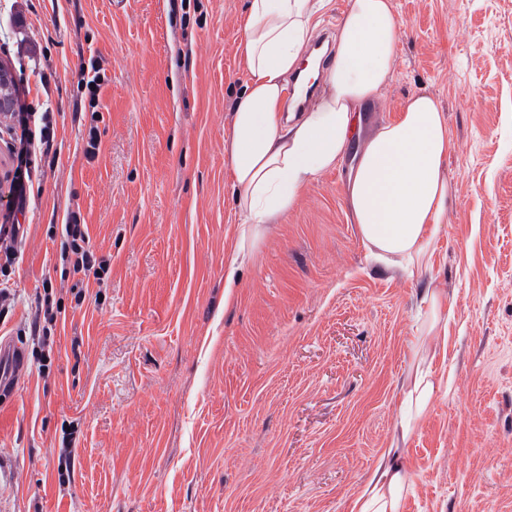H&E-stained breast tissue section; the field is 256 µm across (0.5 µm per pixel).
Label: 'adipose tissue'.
Segmentation results:
<instances>
[{
  "instance_id": "ef3b65f1",
  "label": "adipose tissue",
  "mask_w": 512,
  "mask_h": 512,
  "mask_svg": "<svg viewBox=\"0 0 512 512\" xmlns=\"http://www.w3.org/2000/svg\"><path fill=\"white\" fill-rule=\"evenodd\" d=\"M324 0H248L236 53L250 79L235 99L224 157L241 224L233 261L279 223L324 172L351 162L344 185L362 243L386 269L426 266L448 212L449 130L438 100L412 96L398 116L362 134L363 108L393 76L400 21L392 0H349L329 66L313 71L320 95L308 111L284 114L287 76L305 65ZM358 152L350 147L356 137ZM414 361L402 385L399 436L381 449L352 512H402L411 485L403 442L441 393L432 368L452 306L445 289L418 293Z\"/></svg>"
}]
</instances>
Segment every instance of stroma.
<instances>
[{
    "instance_id": "1",
    "label": "stroma",
    "mask_w": 512,
    "mask_h": 512,
    "mask_svg": "<svg viewBox=\"0 0 512 512\" xmlns=\"http://www.w3.org/2000/svg\"><path fill=\"white\" fill-rule=\"evenodd\" d=\"M245 3L0 0V63L51 112L53 144L18 216L28 235L0 336L21 340L38 298L71 306L68 204L112 267L53 345L22 340L33 367L0 404V512H350L398 433L431 281L454 299L434 363L447 390L405 443L402 512H512V0H393L396 66L364 114L394 119L426 92L451 132L448 215L411 274L368 256L345 166L231 269L224 140L249 80ZM92 56L108 76L93 94L79 81Z\"/></svg>"
}]
</instances>
